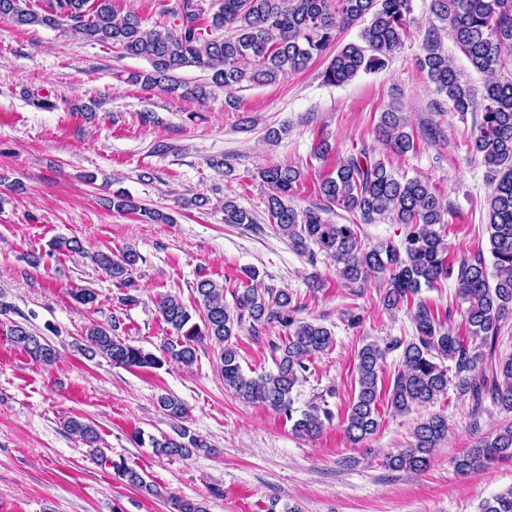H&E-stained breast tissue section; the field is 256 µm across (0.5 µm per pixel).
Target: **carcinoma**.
<instances>
[{
    "mask_svg": "<svg viewBox=\"0 0 512 512\" xmlns=\"http://www.w3.org/2000/svg\"><path fill=\"white\" fill-rule=\"evenodd\" d=\"M203 0H159V14L169 21L153 28L144 26L137 13L119 11L114 0H43L45 8L33 10L23 0H0V17L17 26H44L69 32L87 41L110 44L123 54L141 57L151 69L135 74L145 88L167 86L176 89L175 73L188 66L212 71V83L229 94L244 82L274 83L300 72L326 55L330 60L322 73L325 83L342 85L361 71L384 67L390 56L403 45L414 23L411 0H221L211 17L205 16ZM437 11L451 23L452 37L471 66L479 73L496 74L507 50L512 49V0H435ZM358 22L364 23L359 42L331 49L338 32ZM227 29L223 38H207L205 30ZM438 93L445 95L457 112L478 109L481 113L471 141L472 153L479 156L487 179L494 185L487 199V232L495 275L488 273L483 254L448 259V245L435 226L444 223V208L439 195L420 179L397 178L380 161L361 151L341 161L319 183L321 197L351 213L362 223L390 219L405 225L400 243L380 242L368 247L361 243L352 224H332L324 217L327 209L295 208L292 197L301 182L302 171L292 165L275 164L259 171L271 193L268 213L293 250L313 258L316 252L336 262L339 275L357 281L384 275L386 309L412 302L416 336L408 342L394 340L381 349L366 344L357 354L358 389L344 420V432L353 443L374 434L379 427L380 361L385 351L402 349L404 368L394 378L387 405L404 414L412 407L434 402L448 391L449 368L453 363L455 386L471 395L476 404L485 397L512 411V357L498 362L490 372L478 370L482 355L474 352L467 337L444 329L438 315L424 301L413 302L422 286L430 287L441 278L456 276L459 297L469 335L481 336L495 347L500 322L512 317V81H493L485 85L482 102H477L472 87L461 78L454 62L440 49V35L432 28L426 35V54L420 61ZM401 113L392 109L382 113L379 134L398 154L415 150L413 135L406 131ZM112 208L134 212L156 223L171 218L157 209L146 208L123 190L112 192ZM224 223L252 224L250 212L233 199L224 198ZM129 249L116 257L105 252L92 260L112 278L123 283L139 261ZM250 284L233 292L234 306L224 300V285L204 278L195 292L202 306L200 323L176 296L164 295L157 302L162 320L174 333L157 356L131 345L112 334L115 326L93 324L85 330L79 348L93 356L99 354L112 363L130 368L160 369L171 362L189 366L196 361V347L213 339L223 345L220 355L224 386L246 403H261L292 422V431L315 438L330 421L331 412L318 405L297 412L293 408V388L309 370L308 362L334 343L332 332L315 322L297 318L300 306L284 290L260 288L258 273L244 270ZM254 323H276L285 331L276 359V370L255 377L243 370L231 339L242 328L244 319ZM11 340L33 360L44 365L57 358L56 349L26 327H9ZM159 406L174 421L185 417L186 407L172 395L158 397ZM69 433L92 447V454L108 464L129 485L151 496L165 498L169 512H207L202 502L164 495L157 485L146 481L125 460L115 461L97 447L98 430L74 417L66 421ZM448 432L447 419L434 414L413 430L411 446L387 458L393 471L415 472L425 469L434 448ZM158 456L189 457L211 450L207 441L182 426L174 434L150 438ZM512 457V424L494 437L484 439L465 455L454 459L462 474L481 471L492 460ZM480 512H512V489L486 499Z\"/></svg>",
    "mask_w": 512,
    "mask_h": 512,
    "instance_id": "obj_1",
    "label": "carcinoma"
}]
</instances>
